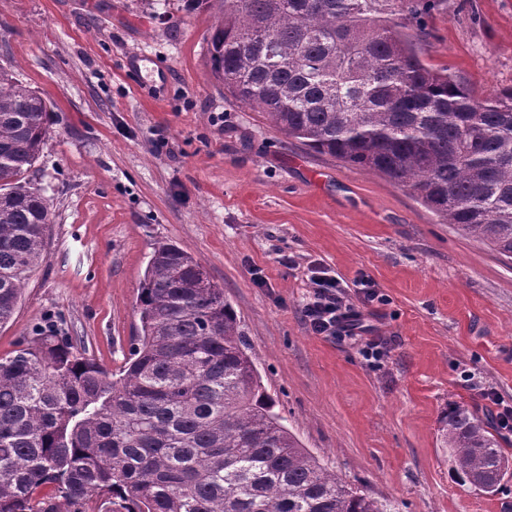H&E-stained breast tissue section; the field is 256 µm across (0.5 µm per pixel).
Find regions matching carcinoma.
Listing matches in <instances>:
<instances>
[{
  "label": "carcinoma",
  "instance_id": "obj_1",
  "mask_svg": "<svg viewBox=\"0 0 512 512\" xmlns=\"http://www.w3.org/2000/svg\"><path fill=\"white\" fill-rule=\"evenodd\" d=\"M414 15L411 0H221L207 65L284 135L384 175L511 260L512 87L478 99L430 69L403 32ZM49 112L0 65V325L47 260L51 207L29 173ZM138 313L116 371L52 325L0 357V512H392L282 423L194 256L154 245ZM439 431L457 479L498 492L512 455L488 426L455 406Z\"/></svg>",
  "mask_w": 512,
  "mask_h": 512
}]
</instances>
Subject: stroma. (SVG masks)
Returning <instances> with one entry per match:
<instances>
[{"instance_id": "obj_1", "label": "stroma", "mask_w": 512, "mask_h": 512, "mask_svg": "<svg viewBox=\"0 0 512 512\" xmlns=\"http://www.w3.org/2000/svg\"><path fill=\"white\" fill-rule=\"evenodd\" d=\"M218 8L0 0V64L52 104L32 176L53 211L0 356L53 324L119 368L152 247L170 240L223 286L285 424L347 484L395 512H512V479L493 496L459 485L439 435L454 406L495 427L471 380L512 404V261L226 95L206 63ZM407 33L475 97L512 87V0H436ZM312 263L353 299L358 279L378 290L364 307L378 362L308 328Z\"/></svg>"}]
</instances>
